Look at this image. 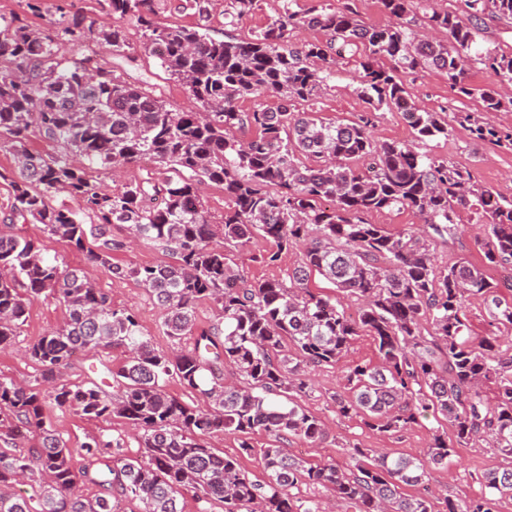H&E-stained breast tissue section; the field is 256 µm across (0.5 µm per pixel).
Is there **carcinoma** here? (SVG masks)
Wrapping results in <instances>:
<instances>
[{"label":"carcinoma","mask_w":512,"mask_h":512,"mask_svg":"<svg viewBox=\"0 0 512 512\" xmlns=\"http://www.w3.org/2000/svg\"><path fill=\"white\" fill-rule=\"evenodd\" d=\"M432 0H380L383 10L402 19L413 9L447 40L419 36L403 24L372 25L351 8H323L300 15L290 3L263 31L246 38L215 39L205 22L213 0H176L178 12H192L193 25L161 26L153 16L158 0H97L112 16L98 25L82 13L62 15L51 35L26 19L0 16V133L16 157L11 180L9 223L43 225L49 236L86 254L90 264L140 283L162 312L164 333L191 348L171 358L154 348L131 313L112 306L84 269L61 265L41 244L19 234L0 233V347L13 345L31 299L50 293L67 307L63 327L28 348L45 378L78 351L120 347L129 360L112 372L108 393L99 385L62 384L48 393L0 378V487L24 475L32 494L0 492V512H121V502L138 501L143 512H183L190 490L198 512L218 500L224 512H323L319 500L297 494L302 487L333 490L354 512H435L431 496L407 495L425 483L428 470L448 463L454 448L490 439L507 463L477 479L484 494L456 503L447 512H496L512 496V348L502 349L497 330L512 331V301L487 270L512 273V208L480 185L470 170L437 160L418 146L448 137V120L420 109L403 74L435 69L448 74L458 93L477 98L483 112L512 111V97L499 87L512 84V55L487 49L478 54L489 82H464V62L475 44V27L453 11H438ZM470 19L512 20V0H463ZM257 0H225L224 14L241 19ZM141 31V51L156 59L199 105L184 112L166 102L147 81L129 82L110 62L85 57L62 63L59 40L93 42L112 57L131 62L127 25ZM319 28L353 49L358 60L360 97L368 112L356 121L326 122L294 103L316 98L331 78L336 60L318 41L295 44L293 33ZM395 61L387 68L381 59ZM250 95L278 98V111H237ZM410 119L414 138L378 142L372 129L380 111ZM454 119L474 137L512 150V126H496L473 112ZM255 127L254 139L238 140L233 130ZM59 150L29 148L33 133ZM317 159L307 166L300 157ZM155 168L119 190L91 179L100 166L126 168L144 158ZM369 159L363 169L355 166ZM224 191L226 206L216 221L201 185ZM65 192L73 209L54 204ZM330 206L325 207L322 202ZM409 208L423 229L391 234L368 224L362 214ZM485 219L477 245L483 263L462 258L439 267L431 241L454 239L459 216ZM159 247L165 259L119 267L112 253L123 244L112 225ZM256 236L275 249L260 255L275 262L290 248L304 246L290 286L251 281L234 267L226 249L243 247ZM220 238L223 246L211 242ZM319 274L344 297L362 301L358 319L339 301L312 293L305 285ZM480 299L495 331L468 336L466 303ZM220 306L218 322L194 335L200 301ZM432 332H422V321ZM373 336L380 363L353 367L348 392L334 396L336 411L356 415L379 432L398 434L425 412L438 414L453 435L436 429L422 457L383 452L350 442L351 464L312 466L285 451L290 438L316 443L327 437L320 419L298 402L309 388L306 369L336 364L354 336ZM231 367L244 386L224 383ZM175 378L208 401L207 408L182 402L164 386ZM496 388L494 404L481 392ZM70 411L94 419H124L138 434L144 455L119 458L123 440L92 437L81 450L89 466L75 472L71 448L62 434L46 427V413ZM264 431L274 442L256 448L250 435ZM216 433L240 437L241 453L258 456L265 478H251L240 462L214 451ZM37 438L28 448L17 440ZM99 493L86 497L80 484Z\"/></svg>","instance_id":"cac0c4a2"}]
</instances>
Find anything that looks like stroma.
<instances>
[{"label": "stroma", "instance_id": "stroma-1", "mask_svg": "<svg viewBox=\"0 0 512 512\" xmlns=\"http://www.w3.org/2000/svg\"><path fill=\"white\" fill-rule=\"evenodd\" d=\"M283 5H286L283 0H259L252 14L239 20H230L224 16L222 0H217L208 22L210 33L216 37L227 34L244 37L254 34L265 29ZM288 5L300 14L325 6L336 9L348 7L369 24L385 25L392 21L391 16L382 10L378 0H292ZM64 11L86 14L101 24L111 21L110 16L101 13L96 0H42L39 12L34 14L27 9L25 0H0V15L8 17L16 14L24 17L45 34L50 33L51 22L58 19ZM140 39L139 30L130 28L129 41L137 50ZM359 58L358 52L337 50L335 74L328 80L320 96L300 103V110L317 113L328 121L353 120L364 112L366 105L358 93L356 73V62ZM144 73L153 75L155 83L171 106L184 111L196 110V103L181 85L168 79L167 75L160 72L153 58L138 50L136 60L127 66L126 74L134 78ZM404 81L416 104L426 111L450 115L456 112H477L481 109L479 101L457 95L447 74L440 71L425 69L406 75ZM427 151L437 159L466 166L483 186L498 195L503 206L512 207V151L478 140L457 124L453 125L447 137L429 142ZM461 222L464 231L458 239L434 244L433 253L438 266L452 264L462 257L475 263L480 262L481 252L475 244V238L481 234L482 227L478 224L476 215L468 212L462 213ZM17 230L23 235L40 240L48 255L58 257L59 261L68 266L87 267L97 287L110 295L113 306L132 313L144 332L152 336L158 351L172 352V343L161 329L159 308L149 293L135 280L118 278L103 268L88 266L83 253L73 250L63 241L44 236L41 225L21 224ZM271 248L268 240L256 238L231 252L230 257L248 279L287 280L289 273L300 263L303 251L299 248L290 249L271 265L259 262V254ZM66 318L64 305L54 295L45 293L33 299L27 307V319L14 346L0 350V376L41 391L50 390L52 384L43 380L36 365L26 356L25 350L41 336L61 327ZM128 357V352L121 348L78 355L60 370L55 382L70 385L109 383L112 380V370L122 366ZM378 361L374 340L368 332L363 331L354 337L337 364L311 371L308 376L311 389L306 396L301 397L300 402L308 412L323 422L328 437L323 443L314 446L295 439L286 443V451L311 463L332 461L342 467L349 462L345 447L349 441L379 452L422 456L430 443L433 430L443 423L441 417L426 414L403 433L395 436L372 430L359 417H344L336 411L332 398L343 391L350 368L358 364H375ZM49 421L53 429L67 439L75 469L88 466L89 461L83 455L81 446L92 436L121 435L125 438L124 456L138 457L143 453L123 419H88L73 412L55 411L50 413ZM501 462V456L483 442L456 448L449 457L447 466L430 469L426 478L437 512H443L444 501L448 498L458 502L480 498L484 488L477 481V474L497 468Z\"/></svg>", "mask_w": 512, "mask_h": 512}]
</instances>
